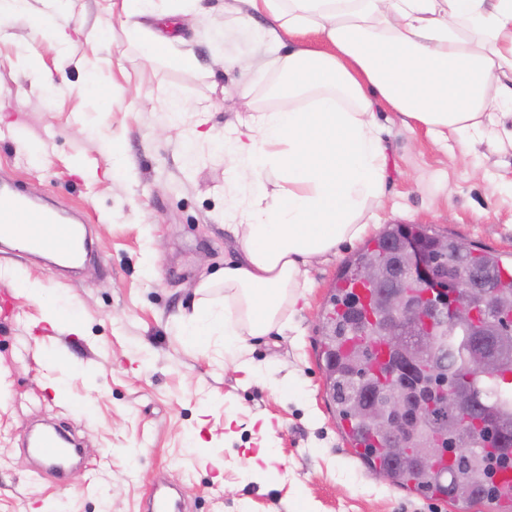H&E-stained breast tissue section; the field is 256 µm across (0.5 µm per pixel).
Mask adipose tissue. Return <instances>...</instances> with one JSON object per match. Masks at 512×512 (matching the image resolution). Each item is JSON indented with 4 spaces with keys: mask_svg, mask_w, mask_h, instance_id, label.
<instances>
[{
    "mask_svg": "<svg viewBox=\"0 0 512 512\" xmlns=\"http://www.w3.org/2000/svg\"><path fill=\"white\" fill-rule=\"evenodd\" d=\"M242 20L263 18L279 78L267 101L218 143L237 197L224 213L243 254L202 288L224 304L194 302L183 342L225 350L290 329L285 307L308 286L305 267L366 230L385 194L384 131L375 101L460 152L502 144L512 115V0H234ZM322 36L318 51L305 35Z\"/></svg>",
    "mask_w": 512,
    "mask_h": 512,
    "instance_id": "adipose-tissue-1",
    "label": "adipose tissue"
}]
</instances>
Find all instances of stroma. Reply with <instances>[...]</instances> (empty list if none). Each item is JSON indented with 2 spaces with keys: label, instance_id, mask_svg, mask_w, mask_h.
<instances>
[{
  "label": "stroma",
  "instance_id": "stroma-1",
  "mask_svg": "<svg viewBox=\"0 0 512 512\" xmlns=\"http://www.w3.org/2000/svg\"><path fill=\"white\" fill-rule=\"evenodd\" d=\"M112 2L68 0L64 52L38 28L41 0L0 19V179L83 214L96 251L71 278L0 247V512H142L160 482L181 492L187 512H494L370 470L342 431L322 343L337 282L386 225L420 224L512 264V149L478 143L462 154L377 102L389 164L365 239L308 265L293 330L232 354L218 341L194 350L179 338L180 317L203 279L241 257L224 222L234 202L224 159L210 142L237 127L271 79L223 69L258 48L225 0H203L202 20L179 31L172 50L188 66L143 57L128 30L153 36L155 20ZM171 90L184 104L176 127ZM21 279L41 284L42 297ZM49 304L80 330L45 323ZM266 371L291 392L261 383ZM55 377L65 399L47 386ZM41 423L80 441L83 462L63 480L39 478L22 446ZM196 429L207 443L199 455L187 447ZM264 443L272 455L253 465Z\"/></svg>",
  "mask_w": 512,
  "mask_h": 512
}]
</instances>
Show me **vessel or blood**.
Segmentation results:
<instances>
[{"label": "vessel or blood", "mask_w": 512, "mask_h": 512, "mask_svg": "<svg viewBox=\"0 0 512 512\" xmlns=\"http://www.w3.org/2000/svg\"><path fill=\"white\" fill-rule=\"evenodd\" d=\"M0 240H19L34 253H60L64 263L82 262L87 245L83 215L64 213L23 186L0 182ZM33 448L40 457L38 476H62L68 450L55 432L38 433Z\"/></svg>", "instance_id": "obj_1"}]
</instances>
